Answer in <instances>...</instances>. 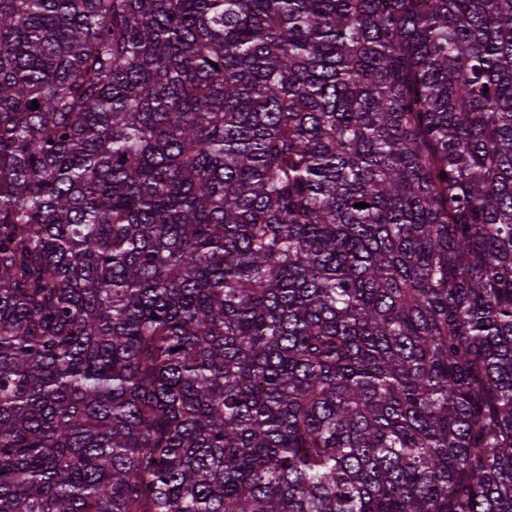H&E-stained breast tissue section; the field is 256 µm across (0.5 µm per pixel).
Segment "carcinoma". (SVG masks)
<instances>
[{
  "label": "carcinoma",
  "mask_w": 512,
  "mask_h": 512,
  "mask_svg": "<svg viewBox=\"0 0 512 512\" xmlns=\"http://www.w3.org/2000/svg\"><path fill=\"white\" fill-rule=\"evenodd\" d=\"M0 512H512V0H0Z\"/></svg>",
  "instance_id": "carcinoma-1"
}]
</instances>
